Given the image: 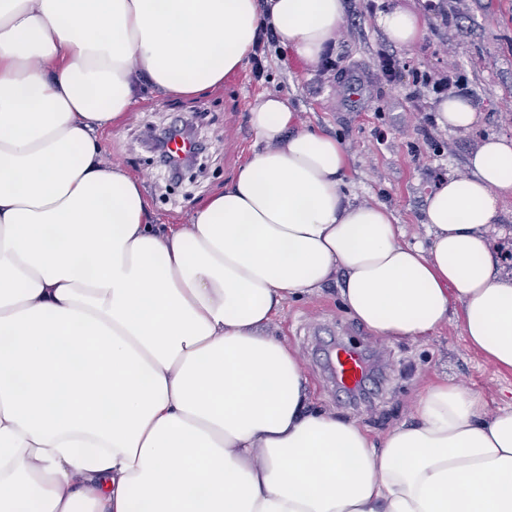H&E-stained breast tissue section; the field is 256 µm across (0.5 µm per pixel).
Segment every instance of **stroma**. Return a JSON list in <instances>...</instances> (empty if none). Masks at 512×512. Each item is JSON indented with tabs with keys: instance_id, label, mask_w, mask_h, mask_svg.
<instances>
[{
	"instance_id": "1",
	"label": "stroma",
	"mask_w": 512,
	"mask_h": 512,
	"mask_svg": "<svg viewBox=\"0 0 512 512\" xmlns=\"http://www.w3.org/2000/svg\"><path fill=\"white\" fill-rule=\"evenodd\" d=\"M419 11L424 35L402 50L408 69L390 83L374 78L377 55L391 43L379 27V13L393 7ZM443 12L425 9L423 0H346L358 12L343 41L331 46L340 63L333 78L300 66L284 52L273 54L266 75L243 71L201 100H177L147 94L134 112L103 135L109 161L126 166L142 179L145 196L163 220L186 218L200 198L223 188L245 160L254 142L248 107L262 92L286 94L301 125L319 129L341 142L347 153L346 182L358 201L392 209L408 241L426 238L425 197L439 178L466 171L469 151L489 134L512 138V0H445ZM456 66L481 114L478 125L448 131L437 126L421 133L422 111L432 98L414 86L412 74L433 77ZM204 112L195 127L208 143V170L189 188L170 187L169 177L150 164L148 135ZM338 282L290 301L270 326V334L296 351L314 404L356 421L375 439L411 419L426 389L441 381L465 385L481 394L489 411L512 394V372L485 361L464 340L457 319H450L426 340L385 339L348 315ZM361 346L380 370V387L353 399L336 389L317 351L319 343Z\"/></svg>"
}]
</instances>
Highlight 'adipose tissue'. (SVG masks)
I'll return each instance as SVG.
<instances>
[{
	"label": "adipose tissue",
	"mask_w": 512,
	"mask_h": 512,
	"mask_svg": "<svg viewBox=\"0 0 512 512\" xmlns=\"http://www.w3.org/2000/svg\"><path fill=\"white\" fill-rule=\"evenodd\" d=\"M344 0H0V512H512V404L439 382L379 440L310 409L267 328L343 275L383 338L457 317L512 371V277L491 231L512 138L426 196L427 244L346 194L336 138L277 92L224 188L159 223L103 134L146 90L197 99L247 69L260 28L314 68ZM409 48L421 17L379 14Z\"/></svg>",
	"instance_id": "1"
}]
</instances>
